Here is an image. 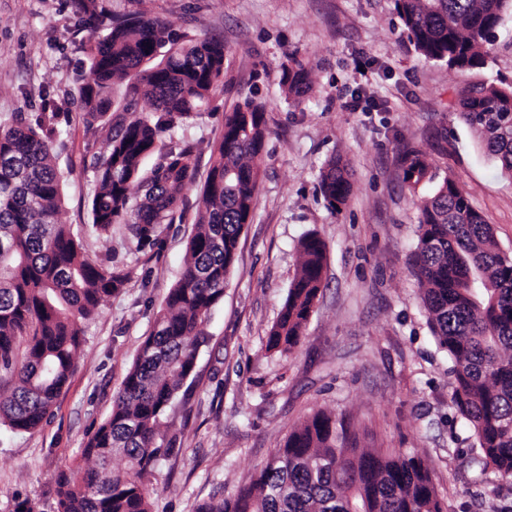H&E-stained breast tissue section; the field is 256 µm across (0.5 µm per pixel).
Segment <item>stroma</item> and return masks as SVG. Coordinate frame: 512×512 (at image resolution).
Here are the masks:
<instances>
[{
    "mask_svg": "<svg viewBox=\"0 0 512 512\" xmlns=\"http://www.w3.org/2000/svg\"><path fill=\"white\" fill-rule=\"evenodd\" d=\"M104 13H142L174 30L217 36L225 47L224 86L206 112L175 129L166 145L194 147L199 173L224 127V113L249 95L265 105L270 135L253 220L239 238L223 301L203 326L186 396L164 421L178 456L149 477L154 512H194L233 494L315 412L345 421L359 447L411 452L432 471L443 512H512V478L478 480L474 440L451 404L452 362L429 328L413 272L418 203L433 183L408 187L399 159L424 152L437 179L453 180L512 254V180L459 117L458 99L474 84H512V13L496 31L483 67L465 71L420 56L402 34L393 0H101ZM89 33L71 0H0V117L60 108L74 147L102 155L107 137L86 130L69 99L86 67ZM298 52L313 91L288 104L281 65ZM356 101L353 111L344 101ZM73 147V148H74ZM71 150V149H70ZM63 223L88 259L124 274L84 322V343L67 388L35 432L0 423V512H56L55 479L90 468L82 450L112 412V399L179 279L197 219L198 188L182 191L173 223L157 245L129 225L109 238L90 234L92 170H69ZM352 171L347 203L331 209L319 175L332 157ZM327 245L323 287L299 346L288 357L267 351L301 263L299 241Z\"/></svg>",
    "mask_w": 512,
    "mask_h": 512,
    "instance_id": "35a3bbf8",
    "label": "stroma"
}]
</instances>
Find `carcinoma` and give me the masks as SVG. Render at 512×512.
I'll return each instance as SVG.
<instances>
[{"label":"carcinoma","mask_w":512,"mask_h":512,"mask_svg":"<svg viewBox=\"0 0 512 512\" xmlns=\"http://www.w3.org/2000/svg\"><path fill=\"white\" fill-rule=\"evenodd\" d=\"M72 3L89 31V67L75 79L82 122L88 130H111L93 164L91 229L104 238L112 225L130 224L151 242L173 222L180 192L196 179L193 147L167 149L163 135L205 112L224 85V41L179 34L158 17L111 15L105 23L99 0ZM394 9L419 55L465 71L485 65L486 44L512 0H394ZM279 85L294 104L312 91L310 69L297 54L287 55ZM145 98L146 114L139 108ZM460 117L512 177V86H470ZM58 118L43 111L0 122V384L14 382L9 393L0 391V421L16 432H33L50 416L83 345L82 321L125 284L84 258L80 237L59 220L65 174L53 164ZM269 134L265 106L252 97L225 113L186 266L140 344L112 413L83 448L94 467L58 474L57 512H153L146 478L180 452L163 421L208 341L203 325L224 299L239 236L252 219ZM156 153L159 161L144 171ZM400 165L411 186L435 179L420 152L405 153ZM320 186L332 209L345 204L352 191L348 165L330 159ZM417 230L414 266L423 303L432 335L453 362L451 402L472 428L474 462L483 473L512 477V256L499 250L490 225L448 178L419 204ZM300 251V271L266 340L267 350L284 357L299 345L322 288L325 243L310 233ZM117 456L125 467L115 470ZM195 512L442 507L421 458L361 450L343 421L318 411L288 433L249 485Z\"/></svg>","instance_id":"cac0c4a2"}]
</instances>
